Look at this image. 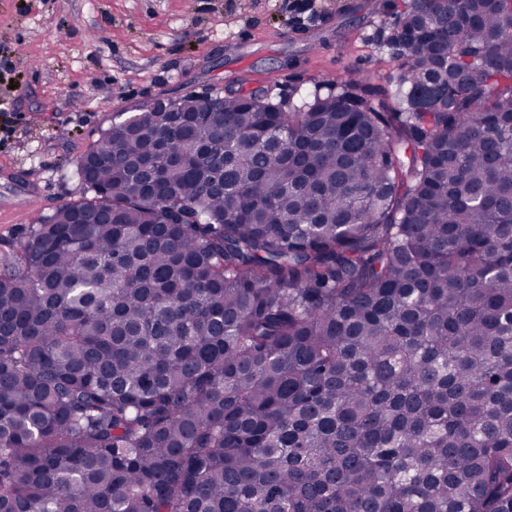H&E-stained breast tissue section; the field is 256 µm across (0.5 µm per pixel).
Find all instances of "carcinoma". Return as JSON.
Instances as JSON below:
<instances>
[{
  "label": "carcinoma",
  "instance_id": "cac0c4a2",
  "mask_svg": "<svg viewBox=\"0 0 512 512\" xmlns=\"http://www.w3.org/2000/svg\"><path fill=\"white\" fill-rule=\"evenodd\" d=\"M388 86L117 113L0 257V512H512V0Z\"/></svg>",
  "mask_w": 512,
  "mask_h": 512
}]
</instances>
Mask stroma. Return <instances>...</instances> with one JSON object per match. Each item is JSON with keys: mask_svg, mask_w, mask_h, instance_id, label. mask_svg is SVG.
Segmentation results:
<instances>
[{"mask_svg": "<svg viewBox=\"0 0 512 512\" xmlns=\"http://www.w3.org/2000/svg\"><path fill=\"white\" fill-rule=\"evenodd\" d=\"M308 4L299 16L284 0H0V251L85 196L76 163L114 113L190 92L283 97L360 72L385 84L391 0Z\"/></svg>", "mask_w": 512, "mask_h": 512, "instance_id": "1", "label": "stroma"}]
</instances>
